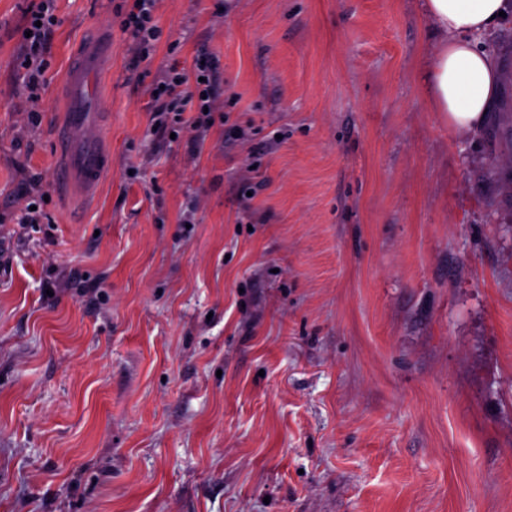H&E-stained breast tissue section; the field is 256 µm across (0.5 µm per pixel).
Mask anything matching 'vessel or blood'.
Wrapping results in <instances>:
<instances>
[{"label":"vessel or blood","instance_id":"vessel-or-blood-1","mask_svg":"<svg viewBox=\"0 0 512 512\" xmlns=\"http://www.w3.org/2000/svg\"><path fill=\"white\" fill-rule=\"evenodd\" d=\"M111 55L110 43L88 40L62 78L65 104L58 132L62 154L58 183L62 187L93 191L110 167L103 146V115L90 111L88 101L97 95L99 73Z\"/></svg>","mask_w":512,"mask_h":512}]
</instances>
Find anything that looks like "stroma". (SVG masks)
<instances>
[{
	"mask_svg": "<svg viewBox=\"0 0 512 512\" xmlns=\"http://www.w3.org/2000/svg\"><path fill=\"white\" fill-rule=\"evenodd\" d=\"M122 4L55 0L33 115L0 0V512H512V82L450 130L422 0H157L141 64ZM102 28L80 203L57 84ZM203 48L237 103L194 152L149 88Z\"/></svg>",
	"mask_w": 512,
	"mask_h": 512,
	"instance_id": "35a3bbf8",
	"label": "stroma"
}]
</instances>
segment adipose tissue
<instances>
[{"label": "adipose tissue", "instance_id": "adipose-tissue-1", "mask_svg": "<svg viewBox=\"0 0 512 512\" xmlns=\"http://www.w3.org/2000/svg\"><path fill=\"white\" fill-rule=\"evenodd\" d=\"M511 7L512 0H423L441 39L421 80L451 130L477 132L496 109L501 73L477 38L494 37Z\"/></svg>", "mask_w": 512, "mask_h": 512}]
</instances>
